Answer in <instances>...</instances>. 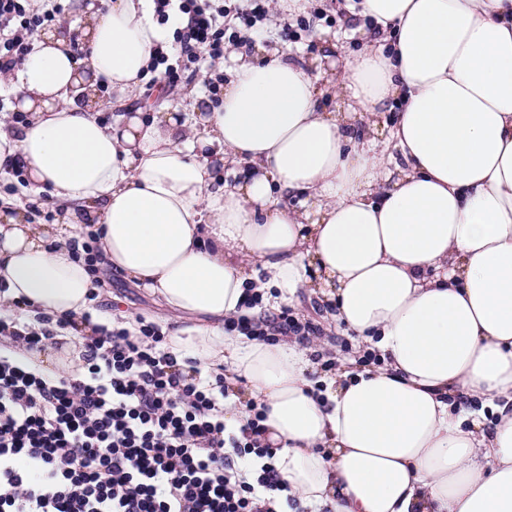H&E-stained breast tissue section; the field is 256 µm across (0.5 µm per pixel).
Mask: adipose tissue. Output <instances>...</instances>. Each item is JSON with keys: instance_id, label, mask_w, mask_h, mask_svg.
<instances>
[{"instance_id": "ef3b65f1", "label": "adipose tissue", "mask_w": 512, "mask_h": 512, "mask_svg": "<svg viewBox=\"0 0 512 512\" xmlns=\"http://www.w3.org/2000/svg\"><path fill=\"white\" fill-rule=\"evenodd\" d=\"M346 10L372 27L342 64L256 45L207 110L105 123L101 87L134 95L172 29L151 0H73L6 77L27 119L0 120V171L23 166L59 221L0 206V307L91 335L101 290L72 256L91 223L100 265L199 316L168 351L223 376L228 429L264 412L307 512H512V0ZM249 288L255 319L307 289L376 362L226 333Z\"/></svg>"}]
</instances>
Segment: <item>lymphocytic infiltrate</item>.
Here are the masks:
<instances>
[{
    "label": "lymphocytic infiltrate",
    "instance_id": "lymphocytic-infiltrate-1",
    "mask_svg": "<svg viewBox=\"0 0 512 512\" xmlns=\"http://www.w3.org/2000/svg\"><path fill=\"white\" fill-rule=\"evenodd\" d=\"M153 3L159 23L175 22L179 54L155 47L150 70H162L171 88L204 73L217 97L225 47L250 49L270 15L267 0ZM65 12L63 0H0V73ZM234 327L305 345L322 333L287 309ZM52 337L19 315L0 317V512H275L287 487L264 441L263 413L227 430L223 378L177 368L159 326L144 322L133 334L94 325L77 379L47 378L22 361Z\"/></svg>",
    "mask_w": 512,
    "mask_h": 512
}]
</instances>
